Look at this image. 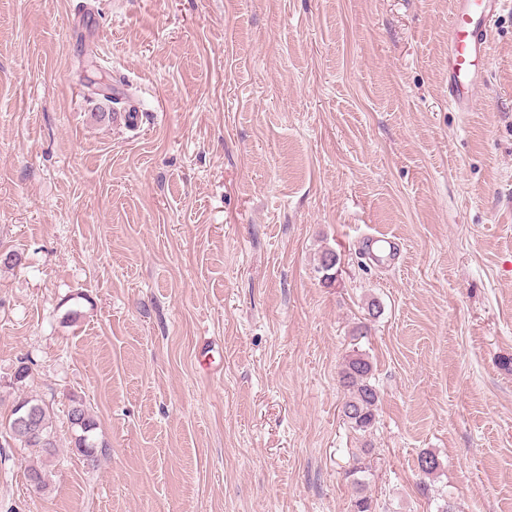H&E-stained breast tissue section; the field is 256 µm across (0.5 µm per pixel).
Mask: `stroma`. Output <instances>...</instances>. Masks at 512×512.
<instances>
[{
  "instance_id": "1",
  "label": "stroma",
  "mask_w": 512,
  "mask_h": 512,
  "mask_svg": "<svg viewBox=\"0 0 512 512\" xmlns=\"http://www.w3.org/2000/svg\"><path fill=\"white\" fill-rule=\"evenodd\" d=\"M451 2L0 0V423L39 396L58 444L36 495L0 438V512H352L359 456L376 512H512V0L470 112ZM367 253L374 259L394 258L396 255V243L393 239L382 236H370L363 239ZM373 376V363L360 350L347 355L339 371V384L344 393L343 418L362 434L370 433L377 423L381 398ZM69 402L67 418L72 429L75 451L91 465H96L99 448L92 436L97 428L96 420L81 397L74 395L69 398Z\"/></svg>"
}]
</instances>
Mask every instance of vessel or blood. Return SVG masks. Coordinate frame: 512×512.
I'll list each match as a JSON object with an SVG mask.
<instances>
[{"instance_id":"b4317fda","label":"vessel or blood","mask_w":512,"mask_h":512,"mask_svg":"<svg viewBox=\"0 0 512 512\" xmlns=\"http://www.w3.org/2000/svg\"><path fill=\"white\" fill-rule=\"evenodd\" d=\"M505 0H452L448 37V99L459 111L474 106L484 81V63L490 51L489 22L500 13ZM374 259L392 258L396 244L387 236L364 238Z\"/></svg>"}]
</instances>
